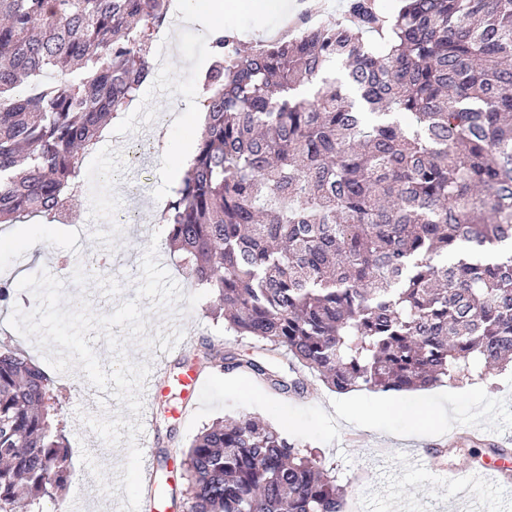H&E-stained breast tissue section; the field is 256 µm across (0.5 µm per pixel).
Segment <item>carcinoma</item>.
<instances>
[{"label":"carcinoma","mask_w":512,"mask_h":512,"mask_svg":"<svg viewBox=\"0 0 512 512\" xmlns=\"http://www.w3.org/2000/svg\"><path fill=\"white\" fill-rule=\"evenodd\" d=\"M348 0V22L213 35L205 130L159 215L224 355L278 395L406 391L512 362V0ZM171 0H0V224L52 222L151 79ZM55 72L47 82V71ZM285 351L295 376L274 367ZM187 512H343L320 455L250 414L181 450ZM51 378L0 349V512L68 478Z\"/></svg>","instance_id":"obj_1"}]
</instances>
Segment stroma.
Masks as SVG:
<instances>
[{"label": "stroma", "mask_w": 512, "mask_h": 512, "mask_svg": "<svg viewBox=\"0 0 512 512\" xmlns=\"http://www.w3.org/2000/svg\"><path fill=\"white\" fill-rule=\"evenodd\" d=\"M298 12L301 0H267L258 13H243L232 21L242 46L250 47L273 38L281 8ZM210 59V36L196 26L182 27L166 51H151L152 72L135 104L85 159V183L72 203L67 223L58 224L37 217L22 224L0 227L6 240L0 241V280H19L48 269L49 258H67L84 276L64 285L70 306L88 298L94 314L112 313L122 301L135 297L141 262L149 244H156L173 279H180L173 253L166 242H152L155 225L138 229L109 227L107 212L124 207L125 173H133L150 187L147 199L166 201L168 172L176 161L175 145L198 136L189 123L156 126L158 116L185 110L197 88L199 65ZM150 140L151 150L138 167L130 161L135 145ZM112 254L111 268L98 267L101 251ZM177 305L160 308L151 299L139 300L147 319L146 333L177 325L194 335L195 342L183 354L167 362V382L158 384L151 407L157 430L156 449L170 452L167 465L157 467L159 484L169 493L183 492L187 486L181 448L213 421L247 413L284 427L298 446L312 448L326 465L334 467L341 481L349 485V498L358 499L361 512H512V502L504 499L503 488L489 480L476 482L469 476L475 459L494 461L493 444L512 449V368L493 375L475 376L460 382L393 392L399 406L383 420L370 424L365 414L379 399L376 391H332L314 376H306L302 395L282 398L254 385L236 370H211L196 397L186 398L175 378L182 361L202 354L204 342L212 341L227 350L248 351V343L238 340L206 312L207 300L188 305L190 286ZM136 298V297H135ZM70 387L60 390L58 418L70 446V473L62 502L46 498L41 512H121L125 501L133 499L137 484L133 468L138 463L141 427L128 418L120 403L100 406L101 428L111 430L110 446L99 445L86 423L83 404L88 380L80 369L69 371ZM444 410L445 422L436 429L415 430L410 412L418 403ZM190 406L188 416L177 408ZM457 451L449 466L458 470V487H448L438 475L411 467L418 455L433 453L447 444Z\"/></svg>", "instance_id": "stroma-1"}]
</instances>
